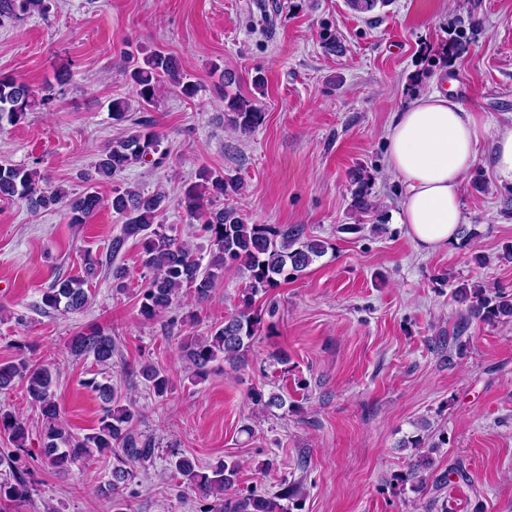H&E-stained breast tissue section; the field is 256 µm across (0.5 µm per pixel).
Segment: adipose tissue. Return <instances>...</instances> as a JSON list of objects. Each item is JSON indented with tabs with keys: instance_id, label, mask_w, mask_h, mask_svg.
I'll return each mask as SVG.
<instances>
[{
	"instance_id": "ef3b65f1",
	"label": "adipose tissue",
	"mask_w": 512,
	"mask_h": 512,
	"mask_svg": "<svg viewBox=\"0 0 512 512\" xmlns=\"http://www.w3.org/2000/svg\"><path fill=\"white\" fill-rule=\"evenodd\" d=\"M485 137L497 177L512 183V124L489 127L441 91L393 113L385 133L386 167L402 184L398 220L418 248L434 251L456 241L467 221L463 178Z\"/></svg>"
}]
</instances>
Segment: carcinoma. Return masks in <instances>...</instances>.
I'll return each instance as SVG.
<instances>
[{
  "label": "carcinoma",
  "instance_id": "carcinoma-1",
  "mask_svg": "<svg viewBox=\"0 0 512 512\" xmlns=\"http://www.w3.org/2000/svg\"><path fill=\"white\" fill-rule=\"evenodd\" d=\"M51 0H0V26L35 14L44 16ZM124 73L137 102L142 107L155 104L163 83L177 88L186 98L197 94V84L187 78L179 60L160 50L142 53L140 57L124 58ZM45 100H37L30 87L7 74H0V125H16ZM227 121L244 133L262 124L264 112L252 101L234 94H224ZM165 156L159 135L147 123L125 137L112 141L99 155L95 174L104 178L120 175L135 164L161 165ZM203 183H192L184 191L181 205L200 224V231L211 242L208 256L192 251L189 244L167 234V226L156 223L166 209V195L157 191L145 193L131 187L112 191V211L123 219V237L113 240L112 252H118L125 239L139 238L140 261L145 269V285L140 293L139 315L152 320L172 308L179 291L194 290L199 301L209 298L224 269L234 267L246 278L238 311L224 317L205 336L193 337L181 345L183 358L191 369V378L202 381L209 375L212 364L242 361L252 340L263 324L262 310L255 307V298L283 282L298 278L316 259L326 253V243L305 235L300 226L281 227L271 224H249L236 208L226 201L241 195L243 183L238 178L216 173L201 175ZM372 176L361 170L353 175L352 207L357 213L373 207L369 199ZM0 199L23 200L33 212L64 207L69 223L85 224L102 206L98 193L88 187L72 197L60 186H51L37 169L20 165L0 164ZM96 260L84 258L86 278L60 277L44 291L43 306L61 312L77 311L89 303L83 288L87 278L96 273ZM456 296L470 301L467 317L460 323L466 329L472 319L484 323L512 320V293L497 289L487 292L479 284L461 286ZM68 348L74 356L91 357L96 364L109 366L116 345L112 336L101 330L78 332L71 337ZM144 384L160 397L166 393L169 378L164 370L151 364L141 368ZM58 374L44 364H32L23 358L0 362V390H8L16 381L25 383L30 403L41 416V460L59 475L69 473L96 457L108 454L116 460L109 478L98 491L112 499V512H125L126 490L136 478L137 469L153 463L155 448L148 439L134 430L138 410L122 405L114 397L112 386L92 377L83 385L98 394L102 401L101 417L91 432L74 434L61 423L60 408L53 386ZM250 399L265 409L281 408L283 397L275 392L264 394L258 389ZM28 434L25 418L0 411V437L24 447ZM4 477L0 479V502L21 505L32 496V484L27 461L20 453L0 457ZM171 468L187 489L204 500L212 499L202 512H284L282 499H292L295 488L285 485L273 496L254 492L239 496L235 485L240 464L219 460L201 467L195 460L182 455L170 461ZM401 483H411L414 492L432 485L440 491L447 486L446 477L431 479L429 460L421 459L405 474L397 477Z\"/></svg>",
  "mask_w": 512,
  "mask_h": 512
}]
</instances>
